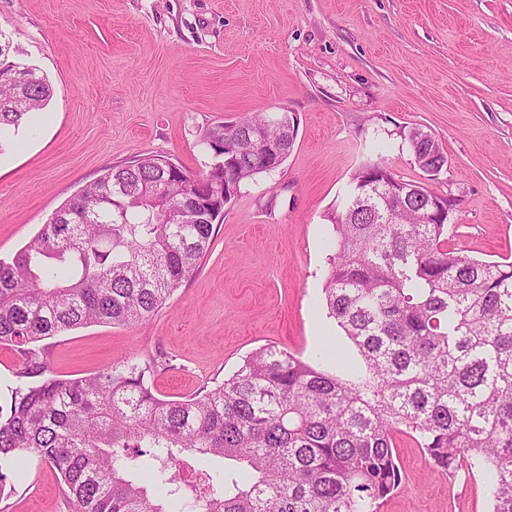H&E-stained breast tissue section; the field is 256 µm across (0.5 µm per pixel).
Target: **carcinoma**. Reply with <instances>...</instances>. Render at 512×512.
Returning a JSON list of instances; mask_svg holds the SVG:
<instances>
[{"instance_id":"1","label":"carcinoma","mask_w":512,"mask_h":512,"mask_svg":"<svg viewBox=\"0 0 512 512\" xmlns=\"http://www.w3.org/2000/svg\"><path fill=\"white\" fill-rule=\"evenodd\" d=\"M0 40V137L51 96L37 70L17 72ZM259 131L288 156L286 112L222 125L214 150H233L230 181L265 172ZM434 177L447 157L432 133L405 135ZM194 175L148 155L112 166L0 260V347L19 357L0 404V489L31 455L56 469L72 512H379L402 482L396 436L432 466L483 474L492 512H512V259L484 261L448 248V219L432 199L380 162L356 171L329 219L335 253L323 286L328 316L352 342L316 368L273 345L228 379L177 399L159 395L154 359L128 358L77 379L50 370L36 344L94 323L149 320L199 270L222 213L176 214Z\"/></svg>"}]
</instances>
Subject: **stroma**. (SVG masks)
Instances as JSON below:
<instances>
[{
    "label": "stroma",
    "mask_w": 512,
    "mask_h": 512,
    "mask_svg": "<svg viewBox=\"0 0 512 512\" xmlns=\"http://www.w3.org/2000/svg\"><path fill=\"white\" fill-rule=\"evenodd\" d=\"M0 32L53 88L0 140V259L107 167L161 155L197 173L220 125L285 112L297 126L288 158L225 205L198 272L149 321L42 341L56 376L161 354L172 366L153 386L176 398L268 345L311 362L330 340L355 357L322 286L328 215L370 159L455 200L449 247L512 257V0H0ZM415 126L448 157L437 176L404 141ZM397 452L403 481L383 512H491L482 476L449 477L403 435ZM0 512L71 506L34 459Z\"/></svg>",
    "instance_id": "1"
}]
</instances>
